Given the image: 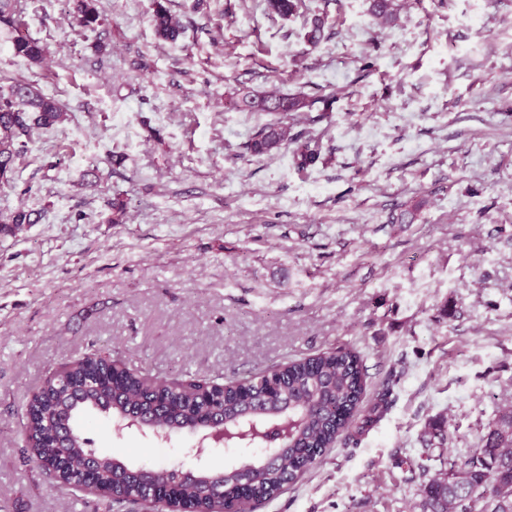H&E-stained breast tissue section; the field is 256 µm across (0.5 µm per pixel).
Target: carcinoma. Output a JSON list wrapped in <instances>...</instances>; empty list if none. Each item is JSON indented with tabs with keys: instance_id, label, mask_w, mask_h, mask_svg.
I'll list each match as a JSON object with an SVG mask.
<instances>
[{
	"instance_id": "cac0c4a2",
	"label": "carcinoma",
	"mask_w": 512,
	"mask_h": 512,
	"mask_svg": "<svg viewBox=\"0 0 512 512\" xmlns=\"http://www.w3.org/2000/svg\"><path fill=\"white\" fill-rule=\"evenodd\" d=\"M97 0H77V24H101ZM267 10L286 17L298 0H266ZM372 12L385 23L396 20L392 0H372ZM153 25L159 38L175 43L181 21L156 3ZM14 33L15 56L41 63L46 47L23 32L17 0H0V27ZM247 112H301L312 102L278 92L246 93L237 99ZM65 121V112L26 81L15 79L0 90V185L11 187L16 160L25 152L32 132ZM292 140L280 121L255 128L245 144L252 157L277 153ZM320 158L317 145L296 143L299 169ZM39 217L18 209L0 215V234L15 235ZM366 374L358 353L335 346L247 378L214 383L202 379L151 380L127 369L120 360L100 352L87 353L49 374L43 387L24 404L22 432L33 460L54 488L74 490L86 457L100 461L95 473L96 509L122 512L150 499V490L180 480L177 496L198 512H252L278 497L285 487L314 469L339 437L361 434L387 409L392 387L386 386L360 415ZM134 408L164 428L162 438L195 436L198 427L215 415L224 418V432L214 446L239 450L224 472L198 468L193 476L169 465L132 463L94 447L84 425L99 417L113 424L128 420ZM446 421L432 420L425 429L418 462L400 460L396 482L422 480L418 512H512V407L498 410L477 447L450 458L446 468L430 474L427 462L446 452ZM278 456L271 462L266 457Z\"/></svg>"
}]
</instances>
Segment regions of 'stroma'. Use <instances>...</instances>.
Returning <instances> with one entry per match:
<instances>
[{
	"instance_id": "obj_1",
	"label": "stroma",
	"mask_w": 512,
	"mask_h": 512,
	"mask_svg": "<svg viewBox=\"0 0 512 512\" xmlns=\"http://www.w3.org/2000/svg\"><path fill=\"white\" fill-rule=\"evenodd\" d=\"M18 2L48 55L16 57L0 28V79L67 119L34 130L0 188V215L40 216L0 234V512H94V495L49 489L20 432L25 397L84 353L221 383L340 344L362 359L364 405L389 384L392 401L260 512H415L419 483L391 474L427 422L446 420L458 455L512 404V0H400L386 28L369 0H302L286 18L265 0H161L174 43L152 0H99L92 29L73 0ZM270 89L313 98L281 120L318 145L314 166L246 154L268 116L229 100ZM87 435L159 463L232 462L187 455L183 437ZM152 18L159 38L172 43L178 41L183 32L181 21L171 15L160 1H156Z\"/></svg>"
}]
</instances>
